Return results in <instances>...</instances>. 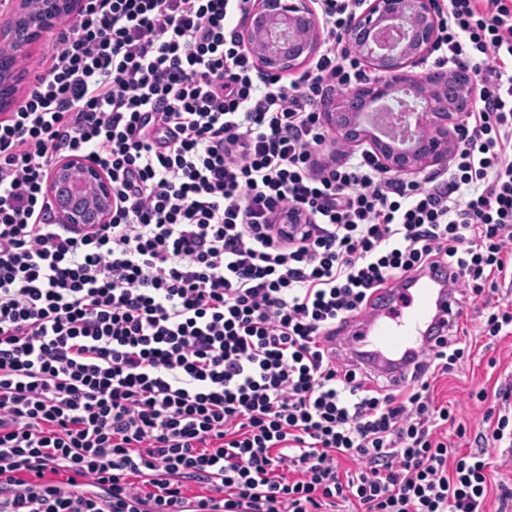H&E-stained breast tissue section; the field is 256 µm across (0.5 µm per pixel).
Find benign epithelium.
Masks as SVG:
<instances>
[{
	"instance_id": "7a95c632",
	"label": "benign epithelium",
	"mask_w": 512,
	"mask_h": 512,
	"mask_svg": "<svg viewBox=\"0 0 512 512\" xmlns=\"http://www.w3.org/2000/svg\"><path fill=\"white\" fill-rule=\"evenodd\" d=\"M365 8L350 22L353 51L374 77L326 100L322 124L351 143L367 141L379 165L397 175L416 176L430 168H448L457 143L460 117L475 103L469 70L431 71L413 68L432 51L438 37L439 0H364ZM77 7V0H53L36 15L28 0H17L15 16L1 36L35 38L59 14ZM239 31L264 71L280 74L306 61L318 44V24L310 0H257L239 23ZM17 68L11 57L0 59V108L13 102L7 82ZM414 94L415 129L410 138L390 145L358 121L370 105ZM47 195H55L63 224H104L112 207V184L88 160L72 157L51 171Z\"/></svg>"
}]
</instances>
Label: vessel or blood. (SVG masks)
Returning a JSON list of instances; mask_svg holds the SVG:
<instances>
[{"label":"vessel or blood","instance_id":"obj_1","mask_svg":"<svg viewBox=\"0 0 512 512\" xmlns=\"http://www.w3.org/2000/svg\"><path fill=\"white\" fill-rule=\"evenodd\" d=\"M391 294V289H382V303L356 316L355 327L341 347L397 387L405 384L413 371L408 359L410 341L435 350L437 340L460 324L462 307L455 288L438 273L402 289L400 307H389Z\"/></svg>","mask_w":512,"mask_h":512}]
</instances>
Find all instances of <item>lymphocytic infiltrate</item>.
I'll return each mask as SVG.
<instances>
[{
  "label": "lymphocytic infiltrate",
  "instance_id": "1",
  "mask_svg": "<svg viewBox=\"0 0 512 512\" xmlns=\"http://www.w3.org/2000/svg\"><path fill=\"white\" fill-rule=\"evenodd\" d=\"M252 2L84 0L0 114V512H485L512 384L452 456L433 384L457 338L398 390L335 342L425 271L472 300L512 274V0H441L433 65L481 90L448 169L413 181L369 150L313 159L319 104L367 77L364 0H317L323 49L290 79L243 43ZM72 156L110 178L107 223L55 221Z\"/></svg>",
  "mask_w": 512,
  "mask_h": 512
}]
</instances>
